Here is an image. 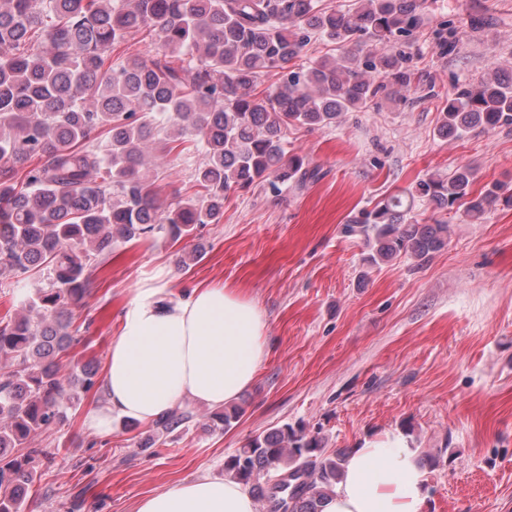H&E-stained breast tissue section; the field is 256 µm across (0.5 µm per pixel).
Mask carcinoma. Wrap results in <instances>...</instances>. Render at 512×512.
Listing matches in <instances>:
<instances>
[{
	"mask_svg": "<svg viewBox=\"0 0 512 512\" xmlns=\"http://www.w3.org/2000/svg\"><path fill=\"white\" fill-rule=\"evenodd\" d=\"M427 0H0V278L47 272V283L18 291L21 312L0 319V512H22L45 455L29 437L66 418L96 370L74 375L63 361L72 307L114 243L219 224L230 192L267 183L274 191L315 177L288 149L290 127H333L379 96L408 99L414 77L402 40L422 29ZM137 35L165 52L112 58ZM339 55L300 62L312 38ZM276 77L260 91L259 80ZM437 133L462 139L476 128H512V80L498 74L463 84L440 110ZM193 138L204 150L196 190L161 200L150 177L153 153ZM474 170L430 175L348 220L376 265L404 253L443 249L448 224H421L416 200L440 210L465 206L480 219L512 191L493 184L474 195ZM241 408L209 415L225 430ZM179 407L152 421L155 436L186 428ZM345 452L283 425L246 443L224 469L250 487L261 512H322Z\"/></svg>",
	"mask_w": 512,
	"mask_h": 512,
	"instance_id": "carcinoma-1",
	"label": "carcinoma"
}]
</instances>
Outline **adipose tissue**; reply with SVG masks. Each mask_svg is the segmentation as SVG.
Listing matches in <instances>:
<instances>
[{"instance_id": "obj_1", "label": "adipose tissue", "mask_w": 512, "mask_h": 512, "mask_svg": "<svg viewBox=\"0 0 512 512\" xmlns=\"http://www.w3.org/2000/svg\"><path fill=\"white\" fill-rule=\"evenodd\" d=\"M167 274L141 282L113 337L103 377L106 404L90 417L149 422L184 398L221 407L254 381L268 356L267 320L253 301L221 285L173 295ZM426 472L403 433L352 449L323 512H426ZM135 512H256L233 476L200 477L141 498Z\"/></svg>"}]
</instances>
